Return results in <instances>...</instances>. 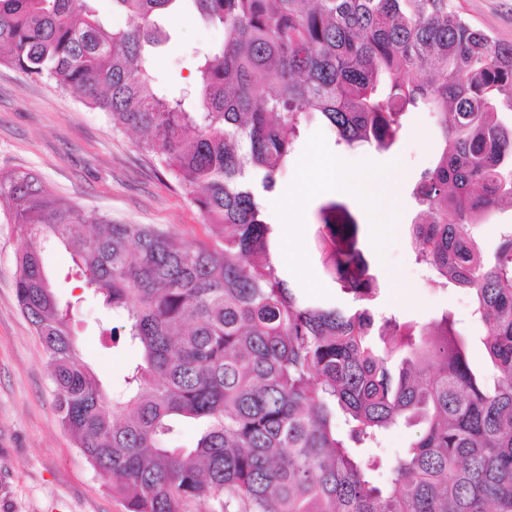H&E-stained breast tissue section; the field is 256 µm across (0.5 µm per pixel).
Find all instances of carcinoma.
Here are the masks:
<instances>
[{
    "label": "carcinoma",
    "mask_w": 512,
    "mask_h": 512,
    "mask_svg": "<svg viewBox=\"0 0 512 512\" xmlns=\"http://www.w3.org/2000/svg\"><path fill=\"white\" fill-rule=\"evenodd\" d=\"M0 0V65L79 92L140 134L221 244H177L152 224L93 217L31 173L0 177L21 247L16 298L39 337L59 421L126 512H512V227L493 258L472 228L512 209V44L452 0ZM197 11L224 42L176 93L156 83V18ZM274 77L276 86L266 80ZM409 112H432L444 148L412 195L417 257L437 286L468 290L488 326L492 376L471 367L448 313L371 343L377 279L342 201L318 209L328 277L359 307L297 297L277 272L262 196L276 191L303 126L348 148L389 149ZM124 317L100 334L140 362L108 394L79 359L41 244ZM200 426L194 446L175 426ZM422 425L388 464L361 446ZM385 483L376 480L382 467Z\"/></svg>",
    "instance_id": "cac0c4a2"
}]
</instances>
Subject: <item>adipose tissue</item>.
I'll use <instances>...</instances> for the list:
<instances>
[{
    "label": "adipose tissue",
    "instance_id": "1",
    "mask_svg": "<svg viewBox=\"0 0 512 512\" xmlns=\"http://www.w3.org/2000/svg\"><path fill=\"white\" fill-rule=\"evenodd\" d=\"M303 169V183L296 191L300 197L327 190L360 193L366 182L380 176L379 170L373 165L354 170L348 167L343 158L324 154L309 156L303 163Z\"/></svg>",
    "mask_w": 512,
    "mask_h": 512
}]
</instances>
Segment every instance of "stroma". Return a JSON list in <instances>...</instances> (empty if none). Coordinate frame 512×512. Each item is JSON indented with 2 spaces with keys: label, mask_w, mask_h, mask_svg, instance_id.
I'll return each instance as SVG.
<instances>
[{
  "label": "stroma",
  "mask_w": 512,
  "mask_h": 512,
  "mask_svg": "<svg viewBox=\"0 0 512 512\" xmlns=\"http://www.w3.org/2000/svg\"><path fill=\"white\" fill-rule=\"evenodd\" d=\"M460 3L476 26L500 42L512 43V0ZM161 25L168 39L152 51L153 74L175 89L191 82L194 56L223 42L224 31L205 25L188 8ZM435 130L433 114L412 113L394 148L378 152L339 146L334 133L321 123L305 125L283 176L281 194L264 203L266 220L276 226L286 220L292 226L290 246L300 260L279 267L291 288L306 298L350 306V298L325 273L316 247L321 198L299 201L286 212L280 204L284 192L297 186L305 158L318 151L367 159L386 170L392 187L380 190L376 213H368L353 196L344 198L364 226V246L380 283L371 310L378 319L393 316L421 323L453 312L466 322L472 367L484 371L488 365L481 340L486 327L472 315L470 294L461 288L429 287L410 236L416 216L410 188L436 162ZM136 142V135L114 130L102 112L84 105L77 95L0 65L1 176L31 173L89 214L156 224L185 245L198 240L219 244L189 197L138 150ZM19 248L14 226L0 209V512H125L59 424L41 344L16 300ZM106 315L98 302L88 299L79 303L74 320L76 349L109 390L121 386L138 353L132 347L106 348L98 326Z\"/></svg>",
  "instance_id": "35a3bbf8"
}]
</instances>
